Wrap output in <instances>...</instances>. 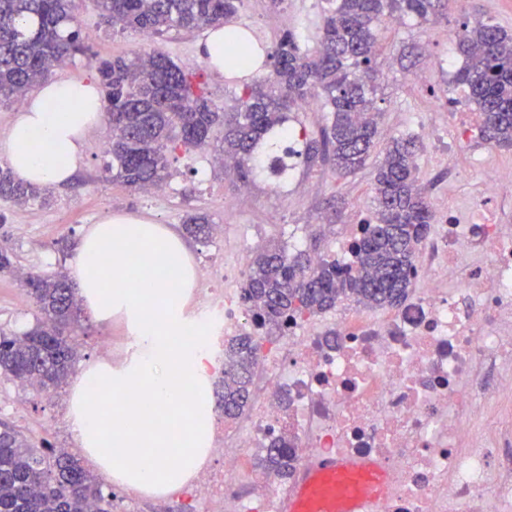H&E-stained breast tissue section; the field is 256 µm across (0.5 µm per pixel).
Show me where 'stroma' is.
<instances>
[{"label": "stroma", "instance_id": "stroma-1", "mask_svg": "<svg viewBox=\"0 0 512 512\" xmlns=\"http://www.w3.org/2000/svg\"><path fill=\"white\" fill-rule=\"evenodd\" d=\"M322 8L321 0H285L277 9L271 8L269 0H242L234 23L263 49L258 76L271 74L270 55L286 31L297 32L305 47L316 48ZM445 14V20L438 23L422 24L407 18L387 25L375 64L381 134L386 139L418 140L415 163L419 186L435 207L469 195L466 182H448L446 175L449 169H465L474 161L470 154H438L421 131V122L427 119L441 132H450L452 114L459 109L454 102V75L462 59L455 42L448 39V31L479 16L512 33V0H445ZM78 17L89 36L90 53L65 59L52 71V78L93 79L97 59L153 50L168 54L187 69L203 64L198 46L204 32L173 31L150 38L131 31L115 32L102 21L91 0H82ZM436 57L452 60V67L432 68ZM108 137L105 126L90 132L82 168L67 184L53 188L51 205L33 203L9 210L6 223L0 224V245L15 255L17 269L38 274L68 269L84 227L111 212L147 217L177 232L182 231L189 214L208 213L214 224L224 225L225 231L219 238L187 239L195 261L202 266L232 258L240 244L250 255L266 245L286 247L295 240L304 250L317 245L319 254L328 257L335 251L338 238L373 215L375 163L371 160L363 168L343 174L326 167H309L298 159L292 173L280 178L259 174L243 190L216 163L213 150L188 156L179 153L170 158L174 175L164 195L148 197L113 182L104 172L101 145ZM35 313L22 282L15 275H0V327L23 332L32 325ZM124 334L119 321L97 323L82 316L77 369L100 360L103 337L119 339ZM68 394L65 388L38 393L0 375V420L34 440L44 439L54 447L76 452L64 414ZM102 489L123 501L127 512H184L185 499L175 492L144 495L108 483Z\"/></svg>", "mask_w": 512, "mask_h": 512}]
</instances>
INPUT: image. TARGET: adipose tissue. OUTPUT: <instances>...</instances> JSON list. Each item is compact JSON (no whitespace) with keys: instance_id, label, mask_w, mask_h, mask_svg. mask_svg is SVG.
<instances>
[{"instance_id":"obj_1","label":"adipose tissue","mask_w":512,"mask_h":512,"mask_svg":"<svg viewBox=\"0 0 512 512\" xmlns=\"http://www.w3.org/2000/svg\"><path fill=\"white\" fill-rule=\"evenodd\" d=\"M106 119L95 80L47 81L27 93L0 156L14 176L41 186L67 183L84 162L87 135ZM86 313L122 318L134 348L123 364L98 361L72 381L73 441L105 480L144 492L187 484L206 463L211 434L207 364L188 306L196 284L183 240L161 224L110 214L89 225L70 263ZM180 281L171 291L170 281ZM116 394L106 403L92 386ZM178 467H167L170 457Z\"/></svg>"}]
</instances>
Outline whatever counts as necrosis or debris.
<instances>
[{
  "label": "necrosis or debris",
  "mask_w": 512,
  "mask_h": 512,
  "mask_svg": "<svg viewBox=\"0 0 512 512\" xmlns=\"http://www.w3.org/2000/svg\"><path fill=\"white\" fill-rule=\"evenodd\" d=\"M448 177L469 181L471 220L440 211L404 304L378 315L344 304L329 322L297 318L262 338L254 404L213 430L218 463L186 488L206 512H279L287 484L257 457L284 436L302 467L349 463L348 485L359 466H382L376 512H512V166ZM245 273L242 262L197 273L211 358L223 336L258 329L227 285Z\"/></svg>",
  "instance_id": "obj_1"
}]
</instances>
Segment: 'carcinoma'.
I'll return each instance as SVG.
<instances>
[{
    "instance_id": "1",
    "label": "carcinoma",
    "mask_w": 512,
    "mask_h": 512,
    "mask_svg": "<svg viewBox=\"0 0 512 512\" xmlns=\"http://www.w3.org/2000/svg\"><path fill=\"white\" fill-rule=\"evenodd\" d=\"M242 0H93L112 29L144 36L172 30L224 27V71H242L245 54L261 49L230 25ZM440 0H325L319 46L309 51L296 33L282 35L271 54L273 72L246 86L232 112L209 97L200 73H189L157 52L101 60L97 75L112 130L105 170L134 190L164 184L173 176L169 157L211 146L223 129L219 153L232 162L236 180L252 181L261 165L257 145L281 135L288 113L309 99H321L331 114L319 137L305 141L308 164L329 162L338 172L362 168L378 141L374 61L380 50L382 18L437 19ZM76 0H0V101L17 102L64 59L89 51L76 20ZM462 66L455 83L478 113L481 137L512 148V34L491 21L463 24L458 39ZM411 138H393L383 148L372 187L375 222L354 243L356 269L334 261L313 262L307 251L294 254L279 245L256 252L248 264L242 299L257 322L283 332L288 321L314 317L350 300L367 308L397 307L412 288L418 247L433 213L417 186ZM49 203L48 188L18 181L0 165V201L22 206ZM184 230L197 239L211 236L208 215L188 218ZM37 313L31 327L0 329V371L12 380L49 391L68 377L78 358L81 318L77 288L63 271L26 279ZM261 342L243 334L224 341V365L216 409L224 420L241 417L253 397ZM268 468L286 479L297 457L288 441L268 449ZM0 512H112L98 478L74 454L39 442L0 423Z\"/></svg>"
}]
</instances>
